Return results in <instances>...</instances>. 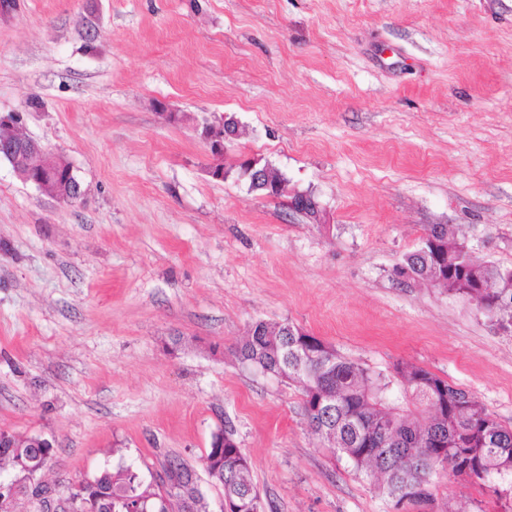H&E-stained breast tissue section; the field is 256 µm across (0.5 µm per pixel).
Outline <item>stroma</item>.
I'll return each mask as SVG.
<instances>
[{
    "instance_id": "35a3bbf8",
    "label": "stroma",
    "mask_w": 512,
    "mask_h": 512,
    "mask_svg": "<svg viewBox=\"0 0 512 512\" xmlns=\"http://www.w3.org/2000/svg\"><path fill=\"white\" fill-rule=\"evenodd\" d=\"M0 113L78 175L60 204L0 163V430L54 442L51 482L164 456L200 466L232 430L264 512H395L309 430L295 385L242 364L290 321L370 370L412 363L512 428V331L393 268L432 224L512 266V0H15ZM177 113V121L166 112ZM275 165L330 228L213 180ZM425 512H497L433 475ZM204 139L207 141L211 163L209 174L222 180L224 178V154L226 153V143H231L238 136V123L227 122L226 116L218 125H210L204 129Z\"/></svg>"
}]
</instances>
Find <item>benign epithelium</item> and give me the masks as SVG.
<instances>
[{
    "label": "benign epithelium",
    "mask_w": 512,
    "mask_h": 512,
    "mask_svg": "<svg viewBox=\"0 0 512 512\" xmlns=\"http://www.w3.org/2000/svg\"><path fill=\"white\" fill-rule=\"evenodd\" d=\"M24 116L23 112L0 114V128L15 131L13 135L0 138V161L8 162L20 179L34 185L43 195L63 204L78 201L83 196V191L74 169L58 163L49 150L22 132ZM237 136L238 124L225 119L204 129V139L211 154L209 174L213 178H224L226 144ZM239 162L251 163L252 187L269 189L278 194L287 191V184L276 182L269 168L257 167L258 158L244 156ZM288 205L292 212L302 215L312 224L330 223V215L326 209L306 192L294 193ZM39 501L44 512H67L71 509L67 496L61 493L57 495L51 490L42 493Z\"/></svg>",
    "instance_id": "benign-epithelium-1"
}]
</instances>
